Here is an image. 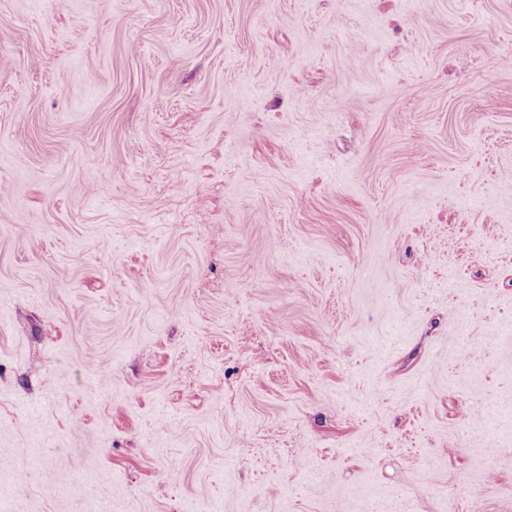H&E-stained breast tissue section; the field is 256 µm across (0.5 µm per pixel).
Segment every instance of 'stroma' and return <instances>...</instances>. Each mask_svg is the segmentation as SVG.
Returning a JSON list of instances; mask_svg holds the SVG:
<instances>
[{"mask_svg":"<svg viewBox=\"0 0 512 512\" xmlns=\"http://www.w3.org/2000/svg\"><path fill=\"white\" fill-rule=\"evenodd\" d=\"M512 0H0V512H512Z\"/></svg>","mask_w":512,"mask_h":512,"instance_id":"obj_1","label":"stroma"}]
</instances>
